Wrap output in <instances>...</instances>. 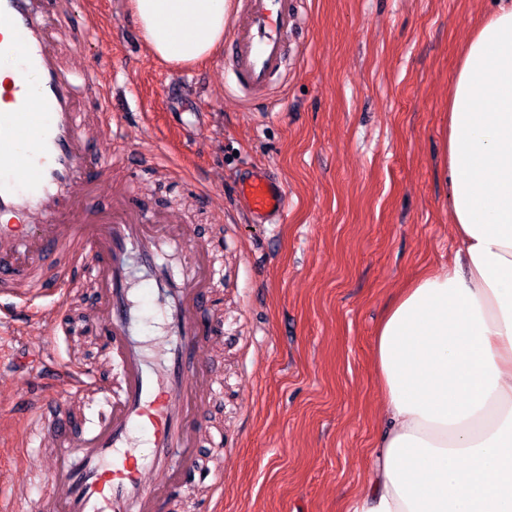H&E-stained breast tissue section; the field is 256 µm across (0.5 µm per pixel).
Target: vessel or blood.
Returning a JSON list of instances; mask_svg holds the SVG:
<instances>
[{"mask_svg":"<svg viewBox=\"0 0 512 512\" xmlns=\"http://www.w3.org/2000/svg\"><path fill=\"white\" fill-rule=\"evenodd\" d=\"M240 21L224 45V67L245 96L267 99L283 67L287 36L298 23L291 0H239ZM66 0H0V18L12 40L0 38V67L13 68L6 92L15 109L0 113V292L18 282L55 294L73 282L74 270L92 252L99 302L96 328L104 330L112 382L96 402L93 425L77 421L70 394L78 373L51 366L53 389L26 409L34 434L55 449L47 479L61 492L47 512H158L177 501L183 488L173 479V458L199 445L189 421L198 394L189 367L199 363L198 316L215 306L214 288L224 269L210 246L196 244L187 224H171L141 210L135 186L125 183L108 208L95 197L112 171V154L96 150L95 137L120 143L125 131L114 110L89 113L83 95L99 73L70 63L56 17ZM40 113L31 115L29 103ZM28 130L17 144L12 130ZM238 192L256 220L271 224L286 206L283 185L257 168L240 180ZM146 270L130 279L128 257ZM158 308L159 335L140 339L144 301ZM151 433L148 456L131 442L135 430Z\"/></svg>","mask_w":512,"mask_h":512,"instance_id":"obj_1","label":"vessel or blood"}]
</instances>
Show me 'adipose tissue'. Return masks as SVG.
Segmentation results:
<instances>
[{
    "instance_id": "obj_1",
    "label": "adipose tissue",
    "mask_w": 512,
    "mask_h": 512,
    "mask_svg": "<svg viewBox=\"0 0 512 512\" xmlns=\"http://www.w3.org/2000/svg\"><path fill=\"white\" fill-rule=\"evenodd\" d=\"M148 51L224 46L230 0H127ZM442 172L458 248L375 332L383 427L346 512H512V0L472 33L448 97Z\"/></svg>"
}]
</instances>
